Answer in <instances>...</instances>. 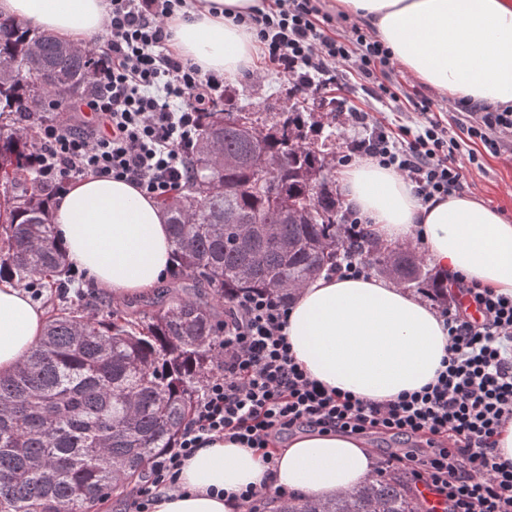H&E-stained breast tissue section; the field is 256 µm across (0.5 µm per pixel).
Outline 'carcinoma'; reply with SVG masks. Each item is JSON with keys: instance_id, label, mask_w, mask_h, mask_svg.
Here are the masks:
<instances>
[{"instance_id": "1", "label": "carcinoma", "mask_w": 512, "mask_h": 512, "mask_svg": "<svg viewBox=\"0 0 512 512\" xmlns=\"http://www.w3.org/2000/svg\"><path fill=\"white\" fill-rule=\"evenodd\" d=\"M88 49L70 50L0 18V278L54 293L39 344L0 376V512H94L174 447L201 385L218 365L216 309L229 290L285 301L336 267L345 241L327 152L311 113L295 105L261 125L252 112L203 113L187 185L164 200L179 285L148 309L83 315L68 300L69 268L56 242L49 197L30 165L33 129L48 99L85 92ZM403 286L442 291L444 276L410 247L371 233L359 248ZM263 512H419L403 479L374 478L327 497L271 500Z\"/></svg>"}]
</instances>
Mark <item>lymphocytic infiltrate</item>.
Wrapping results in <instances>:
<instances>
[{
  "instance_id": "lymphocytic-infiltrate-1",
  "label": "lymphocytic infiltrate",
  "mask_w": 512,
  "mask_h": 512,
  "mask_svg": "<svg viewBox=\"0 0 512 512\" xmlns=\"http://www.w3.org/2000/svg\"><path fill=\"white\" fill-rule=\"evenodd\" d=\"M187 0H110L106 37L93 48L94 71L83 99L98 126L53 117L37 127L30 163L40 184L59 193L89 174L122 179L163 200L182 187L204 112L224 95V79L172 50L168 21ZM268 66L293 90L316 95L342 88L348 73L370 94L399 103L394 63L379 40L358 27L336 33L320 0H264L239 16ZM417 118L392 130L352 109L353 135L331 164L367 156L403 176L422 202L463 192L457 163L479 168L485 154L512 142V110L465 106L447 120L430 98ZM436 307L448 329V354L435 382L376 403L311 379L284 334L287 303L263 291L224 299L223 357L175 447L151 458L147 478L125 512H151L175 489L183 462L208 440L229 438L275 466L273 444L294 429L391 435L415 447L380 459L378 474L402 464L415 484L442 498L445 512H512V464L499 461L495 437L512 421V297L454 276ZM480 319H473L472 311Z\"/></svg>"
}]
</instances>
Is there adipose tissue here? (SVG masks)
<instances>
[{
	"mask_svg": "<svg viewBox=\"0 0 512 512\" xmlns=\"http://www.w3.org/2000/svg\"><path fill=\"white\" fill-rule=\"evenodd\" d=\"M255 0H204L177 14L173 48L203 70L232 78L254 52L235 23ZM336 9L373 29L394 61L434 92L462 103L512 105V0H336ZM0 16L85 46L107 29V0H0ZM350 206L386 244L422 241L430 263L480 287L512 295V220L470 194L422 203L410 184L374 160L341 171ZM68 259L123 301L153 288L172 267L167 215L134 184L88 175L52 204ZM42 310L21 289L0 285V373H11L40 340ZM285 333L291 352L327 388L376 402L434 380L448 331L415 291L375 278L319 275L291 300ZM268 468L260 452L230 440L199 448L182 466L178 490L154 512H239L238 491L266 485L330 496L371 478L377 459L364 438L303 433Z\"/></svg>",
	"mask_w": 512,
	"mask_h": 512,
	"instance_id": "obj_1",
	"label": "adipose tissue"
}]
</instances>
